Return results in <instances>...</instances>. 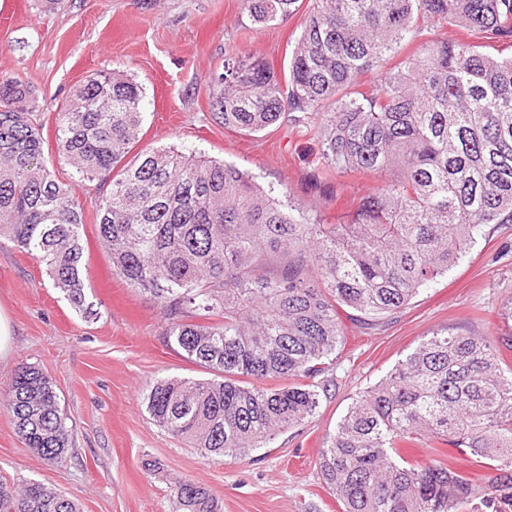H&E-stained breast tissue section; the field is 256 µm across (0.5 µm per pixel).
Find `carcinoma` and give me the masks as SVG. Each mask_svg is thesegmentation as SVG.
<instances>
[{"mask_svg": "<svg viewBox=\"0 0 512 512\" xmlns=\"http://www.w3.org/2000/svg\"><path fill=\"white\" fill-rule=\"evenodd\" d=\"M252 22L300 0H241ZM477 28L512 43V0H312L279 80L260 59L224 53L210 101L224 127L251 135L306 122L320 144L316 179L383 177L344 224H322L238 167L138 142L143 91L114 71L90 77L57 111L56 153L85 180L112 174L98 200L112 269L166 316L163 339L212 378L156 379L151 419L207 460L246 456L311 417L343 319L368 334L448 273L488 224H512V57L433 40L399 62L426 24ZM381 80L364 87V77ZM31 89L0 78V239L37 258L85 317L82 209L55 180L32 119ZM512 336H430L353 400L319 457L342 512L512 509ZM3 408L26 447L51 463L72 428L49 378L14 370ZM452 448L496 472L482 484L401 445ZM171 512H223L179 479ZM0 512H81L53 486L0 480Z\"/></svg>", "mask_w": 512, "mask_h": 512, "instance_id": "obj_1", "label": "carcinoma"}]
</instances>
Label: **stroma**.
<instances>
[{
    "mask_svg": "<svg viewBox=\"0 0 512 512\" xmlns=\"http://www.w3.org/2000/svg\"><path fill=\"white\" fill-rule=\"evenodd\" d=\"M305 17L300 9L259 27L240 0H0V77L20 78L34 92L46 164L82 209L85 296L99 313L85 320L37 259L0 240V309L13 327L0 387L20 362L39 367L74 437L65 460L49 463L26 448L0 409V479L54 486L81 512H170L169 488L184 477L209 489L224 512H341L317 462L353 399L433 334L512 335V224H491L447 275L381 328L363 334L346 326L316 414L266 447L207 461L151 420L142 403L150 383L207 373L165 345L157 303L113 272L96 219L110 183L79 179L58 160L56 108L88 77L122 71L145 92L138 149L235 164L264 188L287 192L294 208L343 223L373 179L340 173L329 194H320L312 180L320 145L307 124L244 135L226 129L210 108L225 47L284 75Z\"/></svg>",
    "mask_w": 512,
    "mask_h": 512,
    "instance_id": "1",
    "label": "stroma"
}]
</instances>
